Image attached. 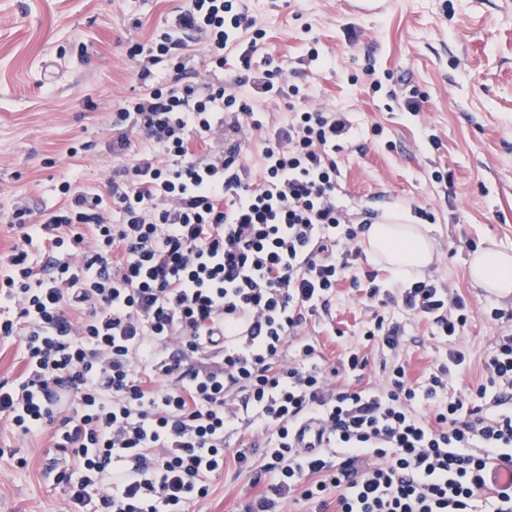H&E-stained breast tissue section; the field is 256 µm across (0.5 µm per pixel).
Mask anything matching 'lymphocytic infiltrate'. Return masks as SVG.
<instances>
[{"label":"lymphocytic infiltrate","mask_w":512,"mask_h":512,"mask_svg":"<svg viewBox=\"0 0 512 512\" xmlns=\"http://www.w3.org/2000/svg\"><path fill=\"white\" fill-rule=\"evenodd\" d=\"M254 38L242 42L243 31ZM263 30L242 0H185L135 67L143 92L120 107L113 154L132 133L155 151L111 181L108 196L69 193L32 224L16 213L19 243L0 271V337L19 341L23 371L0 381V418L48 436L42 472L65 487L66 512H187L207 498L227 459L262 458L274 482L244 512H280L298 494L310 512H512V332L502 334L473 390L448 397L465 362L450 352L409 383L394 364L362 385L353 350L328 367L303 338L343 281L358 283L363 225L336 199V154L351 128L343 112L302 108L269 132L259 178L235 135L263 129L253 100L285 93L280 70L256 61ZM203 40L209 76L185 53ZM238 51L240 94L217 79ZM169 63L166 84L154 65ZM40 242L44 266L27 247ZM369 296L459 336L468 306L436 280ZM429 402V413L417 406ZM326 443L303 448L305 424ZM251 442L227 455L238 424Z\"/></svg>","instance_id":"f902f5d3"}]
</instances>
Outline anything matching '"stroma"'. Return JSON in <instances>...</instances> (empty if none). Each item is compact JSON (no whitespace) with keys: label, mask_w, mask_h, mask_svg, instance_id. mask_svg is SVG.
Wrapping results in <instances>:
<instances>
[{"label":"stroma","mask_w":512,"mask_h":512,"mask_svg":"<svg viewBox=\"0 0 512 512\" xmlns=\"http://www.w3.org/2000/svg\"><path fill=\"white\" fill-rule=\"evenodd\" d=\"M183 0H0V256L17 242L14 215L29 222L64 202L63 183L107 195L144 151L112 155V116L141 91L130 56L150 46ZM266 36L262 56L281 66L309 104L348 113L353 127L336 161L338 197L352 221L397 206L428 211L437 260L427 273L473 311L450 340L427 322L342 283L308 325L329 361L363 348L372 382L390 353L364 346L374 316L404 329L406 376L420 382L452 350L466 365L457 395L481 381L512 297L475 287L471 255L489 245L512 253V0H394L380 16L347 15L340 0H245ZM320 58L308 59L310 49ZM415 95L418 111L404 104ZM446 173L436 181L435 172ZM0 423V512H64L62 486L41 471L40 446ZM28 460L18 468L17 458ZM270 476L228 463L213 492L189 512H241Z\"/></svg>","instance_id":"obj_1"}]
</instances>
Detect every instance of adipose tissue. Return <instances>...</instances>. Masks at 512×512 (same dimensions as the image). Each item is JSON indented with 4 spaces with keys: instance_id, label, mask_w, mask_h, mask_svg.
Instances as JSON below:
<instances>
[{
    "instance_id": "1",
    "label": "adipose tissue",
    "mask_w": 512,
    "mask_h": 512,
    "mask_svg": "<svg viewBox=\"0 0 512 512\" xmlns=\"http://www.w3.org/2000/svg\"><path fill=\"white\" fill-rule=\"evenodd\" d=\"M384 223L368 225L364 240L369 252L384 262L395 279L421 274L434 261V246L424 224L410 223L405 211H388ZM472 280L496 298L512 296V254L505 251L475 252L469 264Z\"/></svg>"
}]
</instances>
